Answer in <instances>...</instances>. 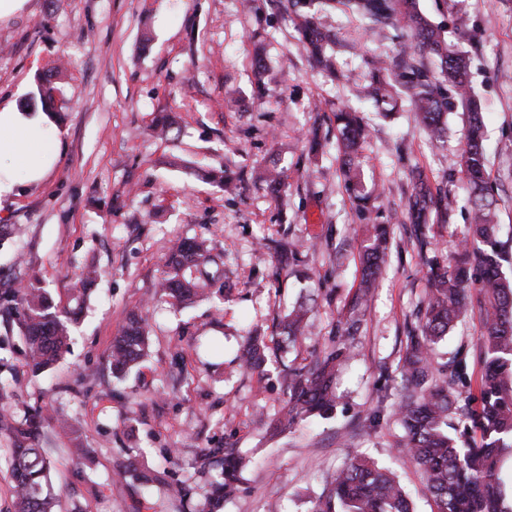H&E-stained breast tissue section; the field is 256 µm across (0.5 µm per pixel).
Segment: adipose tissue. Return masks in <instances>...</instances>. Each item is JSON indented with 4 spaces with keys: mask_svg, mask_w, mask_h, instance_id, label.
<instances>
[{
    "mask_svg": "<svg viewBox=\"0 0 512 512\" xmlns=\"http://www.w3.org/2000/svg\"><path fill=\"white\" fill-rule=\"evenodd\" d=\"M58 135L49 113L0 103V201L50 174L58 160Z\"/></svg>",
    "mask_w": 512,
    "mask_h": 512,
    "instance_id": "1",
    "label": "adipose tissue"
}]
</instances>
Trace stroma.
<instances>
[{
	"mask_svg": "<svg viewBox=\"0 0 512 512\" xmlns=\"http://www.w3.org/2000/svg\"><path fill=\"white\" fill-rule=\"evenodd\" d=\"M469 64L470 87L484 115V150L495 187L499 239L512 255V0H417ZM343 45L328 76L307 57L299 19L280 0H28L0 22V98L40 107L37 78L68 66L55 96L62 119L59 159L37 187L0 203V288L34 283L61 307L80 308L69 347L56 366L32 375L17 314L0 310V346L10 358L11 412L48 410L41 445L60 491L59 512H182L168 485L192 480L197 456L232 446L249 464L222 512H309L327 476L348 458L389 466L415 512H433L421 472L400 452L397 367L406 337L423 314L427 268L408 216L413 173L453 194L446 220H431L430 251L453 256L468 233L469 188L460 165L464 107L445 116L430 139L406 98L395 110L363 96L377 58L396 60L407 33L366 30L335 9L324 18ZM264 76L256 78V44ZM360 112L370 129L362 181L377 187L380 220L391 223V253L363 308L354 358L336 377L332 417H311L272 434L283 406L281 372L309 363L330 346L337 319L358 291L361 219L340 176L334 114ZM160 112L178 126L157 138ZM323 148L309 151L311 136ZM285 180L272 193L261 172ZM242 174L235 195L206 180L211 170ZM206 239L222 259L211 298L173 310L155 285L168 251L185 238ZM302 245V263L281 270L273 243ZM100 276L84 303L70 288L87 265ZM479 295L469 314L436 347L437 362L468 354V383L482 371ZM306 301L308 335L282 342L279 322ZM148 323L144 358L124 379L108 366L112 339L128 310ZM266 336L264 370L240 369L235 357L249 332ZM86 448L76 459L72 447ZM161 473L148 484L118 482L129 455Z\"/></svg>",
	"mask_w": 512,
	"mask_h": 512,
	"instance_id": "35a3bbf8",
	"label": "stroma"
}]
</instances>
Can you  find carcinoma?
Masks as SVG:
<instances>
[{
    "instance_id": "1",
    "label": "carcinoma",
    "mask_w": 512,
    "mask_h": 512,
    "mask_svg": "<svg viewBox=\"0 0 512 512\" xmlns=\"http://www.w3.org/2000/svg\"><path fill=\"white\" fill-rule=\"evenodd\" d=\"M302 18L307 31L305 51L320 69L335 72L333 38L319 27L318 13L307 11L314 0H286ZM342 5L371 28L401 26L408 32L411 48L425 49L439 62L434 74L403 50L401 69L382 63L375 67L366 96L374 103L390 102L396 84L405 90L412 111L434 137L444 132L445 114L456 103L469 111V126L462 165L471 185L472 224L460 251L445 264L432 257L428 264L425 312L407 336L400 365V402L396 415L403 430L399 448L422 471L425 487L436 512H512V488L502 476L504 462L512 459V278L502 272L505 260L495 223L493 189L486 178L483 149L484 124L480 106L468 95V66L426 18L412 10L413 0H321L322 10ZM61 69L45 76L40 99L48 104L58 91ZM341 134V176L345 189L370 222L369 235L359 247L361 280L352 312L336 326L332 347L309 363L288 367L283 382L288 400L271 424L275 433L310 416H330L336 408L334 384L338 368L350 356V341L360 328L359 314L382 272L390 244V228L371 217L372 195L362 183L360 148L368 135L360 113L336 111ZM415 192L409 205L420 250L430 245L423 228L431 216L448 215V192L432 191L425 175H414ZM275 252L280 268L300 261L296 244H279ZM217 256L195 238L183 241L165 261L158 284L160 297L174 307L210 297L208 268ZM98 277L95 267L86 268L73 292L84 295ZM478 284L482 298L484 331L479 338L483 372L477 392H466L467 354L459 350L451 365L438 367L434 346L447 335L454 321L468 313L466 287ZM21 309L18 329L26 343V365L39 375L56 363L66 345L69 326L78 310L63 311L44 289L30 283L23 288L0 290V307ZM310 309L301 304L280 323V335L294 342L304 335ZM147 324L136 312L129 313L119 336L112 341L109 365L120 379L144 355ZM265 337H247L242 365L259 370L267 362ZM41 415L26 413L10 426L13 512H54L51 461L39 444ZM245 459L229 447L209 448L199 457V468L209 478L195 512H218L243 480ZM311 512H413L407 492L388 468L373 461L352 458L331 475L324 491L312 502Z\"/></svg>"
}]
</instances>
